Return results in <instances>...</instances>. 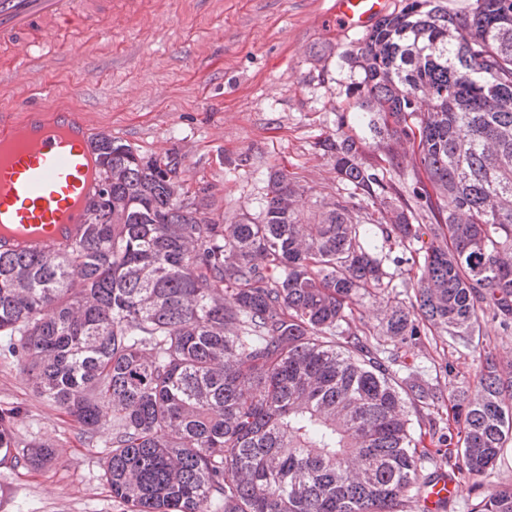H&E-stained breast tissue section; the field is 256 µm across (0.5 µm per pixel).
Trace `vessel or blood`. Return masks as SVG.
Returning <instances> with one entry per match:
<instances>
[{
	"label": "vessel or blood",
	"instance_id": "obj_1",
	"mask_svg": "<svg viewBox=\"0 0 512 512\" xmlns=\"http://www.w3.org/2000/svg\"><path fill=\"white\" fill-rule=\"evenodd\" d=\"M387 10V0H334L329 17L365 30ZM145 17L144 0H0V52L9 55L0 78L16 81L42 72L50 56L68 57V34L92 26L108 41ZM94 136L75 106L48 97L0 106V248L64 251L82 237L101 185ZM451 490L448 479L433 482L428 512Z\"/></svg>",
	"mask_w": 512,
	"mask_h": 512
}]
</instances>
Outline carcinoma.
Here are the masks:
<instances>
[{
	"mask_svg": "<svg viewBox=\"0 0 512 512\" xmlns=\"http://www.w3.org/2000/svg\"><path fill=\"white\" fill-rule=\"evenodd\" d=\"M349 59L363 74L349 109L412 144L430 223L377 194L384 175L350 136L322 147L381 218L308 207L274 172L259 216L226 224L209 187L180 199L177 153L103 135L104 219L65 253L0 252V343H20L37 392L84 433L112 425L104 477L130 512H424L439 471L483 477L512 441V376L492 355L445 429L443 391L408 362L429 332L469 344L486 316L512 328V0L462 15L406 0ZM390 243L418 245L423 265L409 304L385 311L388 347L350 324L360 300L394 290ZM16 417L0 410V465L49 461L17 450ZM471 512H512V488Z\"/></svg>",
	"mask_w": 512,
	"mask_h": 512,
	"instance_id": "cac0c4a2",
	"label": "carcinoma"
}]
</instances>
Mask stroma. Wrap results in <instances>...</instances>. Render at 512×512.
Listing matches in <instances>:
<instances>
[{
	"mask_svg": "<svg viewBox=\"0 0 512 512\" xmlns=\"http://www.w3.org/2000/svg\"><path fill=\"white\" fill-rule=\"evenodd\" d=\"M332 2L177 0L172 13L114 36L93 64L73 47L71 68L31 78L26 90L35 95L51 87L60 101L82 106L99 128L141 154L177 152L188 188L210 186L211 208L225 221L258 215L276 170L307 199L334 197L360 219H376L378 205L338 178L322 141L360 137V161L385 169L387 197L411 206L417 203L413 163L391 166L399 145L360 132L345 112L348 89L362 75L344 55L363 34L326 21ZM414 352L423 380L471 395L486 355L512 365V330L487 317L471 346L427 335ZM1 409L18 413L17 448L43 444L54 457L39 469L0 465V512H128L104 477L111 430L84 434L33 390L17 352L0 351ZM500 485H512V444L482 482L456 479L445 512H470L483 489Z\"/></svg>",
	"mask_w": 512,
	"mask_h": 512,
	"instance_id": "35a3bbf8",
	"label": "stroma"
}]
</instances>
